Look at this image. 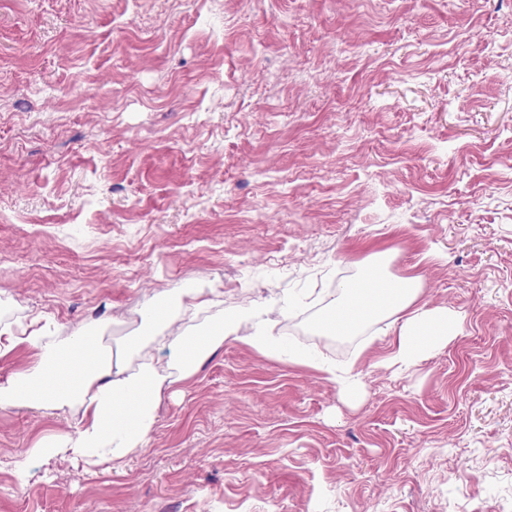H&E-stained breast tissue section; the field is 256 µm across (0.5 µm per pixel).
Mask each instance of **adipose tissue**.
<instances>
[{
  "mask_svg": "<svg viewBox=\"0 0 512 512\" xmlns=\"http://www.w3.org/2000/svg\"><path fill=\"white\" fill-rule=\"evenodd\" d=\"M420 293L416 279L399 280L368 312L374 320L403 315L395 338V359L403 364L445 346L456 329L447 309L417 307ZM223 300L213 288L155 294L140 312L135 333L114 350L103 347L107 318L69 333L40 315L1 322L0 358L23 348L35 355L0 382V407L59 410L74 420L70 431L44 437L17 462L20 479L38 461L60 454L92 465H121L149 441L163 393L194 375L224 340L238 337L243 324H250L249 340L257 349H271L273 326L259 309L210 316Z\"/></svg>",
  "mask_w": 512,
  "mask_h": 512,
  "instance_id": "ef3b65f1",
  "label": "adipose tissue"
}]
</instances>
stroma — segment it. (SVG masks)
Returning a JSON list of instances; mask_svg holds the SVG:
<instances>
[{
    "mask_svg": "<svg viewBox=\"0 0 512 512\" xmlns=\"http://www.w3.org/2000/svg\"><path fill=\"white\" fill-rule=\"evenodd\" d=\"M382 256L446 346L391 363L328 294ZM303 303L162 395L123 468L16 463L61 411L0 408V512H512V0H0V310L134 329L191 284Z\"/></svg>",
    "mask_w": 512,
    "mask_h": 512,
    "instance_id": "35a3bbf8",
    "label": "stroma"
}]
</instances>
